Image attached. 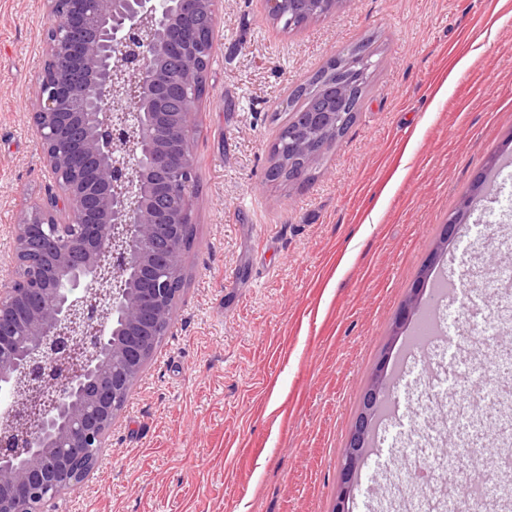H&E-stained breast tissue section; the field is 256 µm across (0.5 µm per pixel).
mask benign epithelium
Masks as SVG:
<instances>
[{
  "instance_id": "1",
  "label": "benign epithelium",
  "mask_w": 512,
  "mask_h": 512,
  "mask_svg": "<svg viewBox=\"0 0 512 512\" xmlns=\"http://www.w3.org/2000/svg\"><path fill=\"white\" fill-rule=\"evenodd\" d=\"M216 0H46L33 126L57 191L29 206L0 284V512H39L82 486L168 327L182 275V224L195 193L189 129ZM269 16L336 11V0H266ZM182 100L165 112L169 98ZM287 113L310 159L336 128V95ZM68 274L67 287L57 281ZM386 361L368 382L340 469L349 512Z\"/></svg>"
}]
</instances>
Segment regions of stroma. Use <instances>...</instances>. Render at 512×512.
<instances>
[{
  "instance_id": "stroma-1",
  "label": "stroma",
  "mask_w": 512,
  "mask_h": 512,
  "mask_svg": "<svg viewBox=\"0 0 512 512\" xmlns=\"http://www.w3.org/2000/svg\"><path fill=\"white\" fill-rule=\"evenodd\" d=\"M52 23L43 0H0V280L50 183L30 112ZM362 42L378 68L354 124L308 181L270 178L291 92ZM190 148L199 190L170 326L88 481L43 512H333L366 385L401 362V307L460 200L504 185L512 0H342L293 30L264 0H220ZM447 242L432 272L455 288L447 327L481 342L389 378L400 410L373 432L374 494L356 490L350 512H386L405 457L436 454L438 417L411 424L406 404L512 394V376L476 369L506 345L494 295L462 281L467 266L512 277V209L472 210Z\"/></svg>"
}]
</instances>
